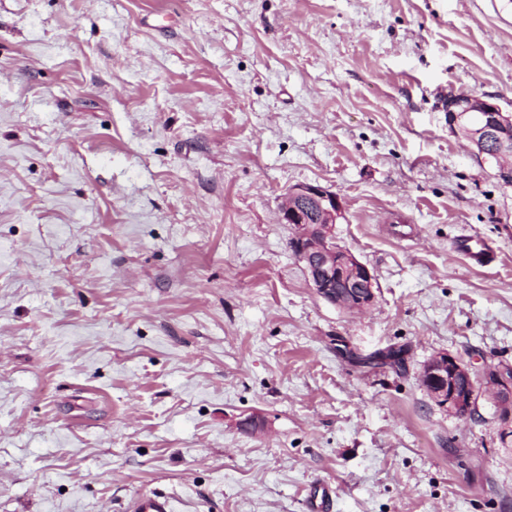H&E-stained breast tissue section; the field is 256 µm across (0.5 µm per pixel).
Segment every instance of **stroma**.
I'll list each match as a JSON object with an SVG mask.
<instances>
[{
	"instance_id": "stroma-1",
	"label": "stroma",
	"mask_w": 512,
	"mask_h": 512,
	"mask_svg": "<svg viewBox=\"0 0 512 512\" xmlns=\"http://www.w3.org/2000/svg\"><path fill=\"white\" fill-rule=\"evenodd\" d=\"M450 92L512 111V0H0V512H512L493 401L420 379L512 363V185ZM308 183L368 312L278 219ZM279 214L280 223L297 229L292 247L316 294L340 308L369 310L375 301L374 276L336 244V224L343 218L336 194L320 185H299L284 196ZM454 247L476 267H489L496 259V254L489 244L476 233L458 236ZM132 512H172L170 501L160 495H142L133 499Z\"/></svg>"
}]
</instances>
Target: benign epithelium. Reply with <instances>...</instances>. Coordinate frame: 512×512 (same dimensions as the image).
<instances>
[{"label": "benign epithelium", "instance_id": "benign-epithelium-1", "mask_svg": "<svg viewBox=\"0 0 512 512\" xmlns=\"http://www.w3.org/2000/svg\"><path fill=\"white\" fill-rule=\"evenodd\" d=\"M448 123L458 127L477 157L512 156V114L498 103L472 94L450 95ZM279 214L280 223L297 229L292 247L316 294L340 308L369 310L375 301L374 276L336 244V224L343 218L336 194L320 185H299L284 196ZM422 384L437 405L459 417L475 415L481 396L489 395L501 432L512 435L511 363H500L480 378L460 359L440 353L425 366Z\"/></svg>", "mask_w": 512, "mask_h": 512}]
</instances>
